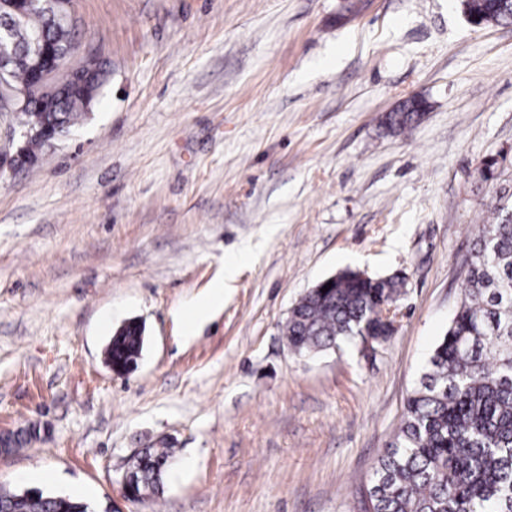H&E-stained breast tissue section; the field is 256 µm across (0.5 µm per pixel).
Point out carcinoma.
Returning <instances> with one entry per match:
<instances>
[{"label":"carcinoma","mask_w":512,"mask_h":512,"mask_svg":"<svg viewBox=\"0 0 512 512\" xmlns=\"http://www.w3.org/2000/svg\"><path fill=\"white\" fill-rule=\"evenodd\" d=\"M465 13L487 23L512 21L508 0H466ZM74 25H63L51 9L34 11L13 28L18 45L36 37L64 56L76 44ZM94 99L76 86L56 97L54 111L26 106L15 111L32 136L25 154L36 162L48 141L37 134L50 127L67 135ZM423 102L403 103L387 117L389 129L416 122ZM466 288L430 358L407 398L396 441L377 459L362 493L365 512H512V209H496L491 223L476 227L464 261ZM403 278L364 279L343 271L325 293L310 289L286 324L290 347L304 356L340 346L377 331L375 308L391 305ZM144 326L133 319L113 333L106 348L112 370L137 365ZM170 448H145L137 456L138 488L163 493ZM0 512H87L71 497L0 490Z\"/></svg>","instance_id":"carcinoma-1"}]
</instances>
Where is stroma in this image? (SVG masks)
<instances>
[{
    "mask_svg": "<svg viewBox=\"0 0 512 512\" xmlns=\"http://www.w3.org/2000/svg\"><path fill=\"white\" fill-rule=\"evenodd\" d=\"M71 5L109 75L0 173V430L38 431L0 453V486L44 468L43 493L91 512H357L475 225L512 206V23L472 25L461 0ZM411 98L419 122L388 129ZM345 269L404 275L394 335L295 355L292 307ZM133 318L120 375L104 351ZM163 446V495L122 500L131 456ZM144 326L138 320H129L113 336L106 348V361L112 370L127 372L137 365L144 343Z\"/></svg>",
    "mask_w": 512,
    "mask_h": 512,
    "instance_id": "35a3bbf8",
    "label": "stroma"
}]
</instances>
